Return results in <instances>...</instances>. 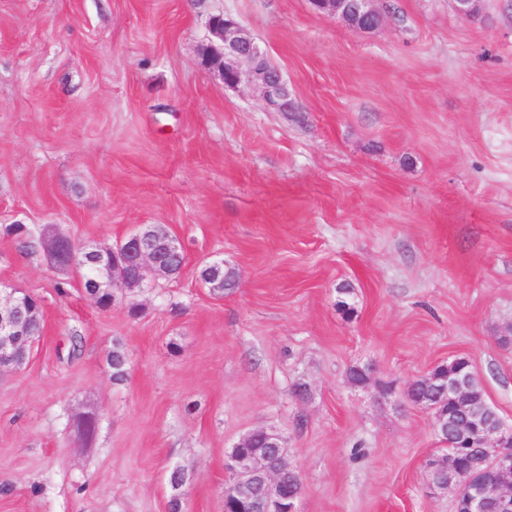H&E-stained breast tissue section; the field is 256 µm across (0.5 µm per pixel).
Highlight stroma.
I'll use <instances>...</instances> for the list:
<instances>
[{
    "label": "stroma",
    "instance_id": "35a3bbf8",
    "mask_svg": "<svg viewBox=\"0 0 512 512\" xmlns=\"http://www.w3.org/2000/svg\"><path fill=\"white\" fill-rule=\"evenodd\" d=\"M375 6L362 33L309 0H0V225L104 247L155 224L185 252L103 310L0 235V282L44 319L0 375V512H167L175 468L183 512H224V456L259 427L300 468L299 512H454L406 391L464 357L512 420V0ZM218 12L301 111L202 66ZM212 260L237 288L202 282Z\"/></svg>",
    "mask_w": 512,
    "mask_h": 512
}]
</instances>
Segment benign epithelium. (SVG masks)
Here are the masks:
<instances>
[{
    "instance_id": "obj_1",
    "label": "benign epithelium",
    "mask_w": 512,
    "mask_h": 512,
    "mask_svg": "<svg viewBox=\"0 0 512 512\" xmlns=\"http://www.w3.org/2000/svg\"><path fill=\"white\" fill-rule=\"evenodd\" d=\"M375 0H310L313 8L338 18L346 25L364 32L376 30L382 23ZM206 42L201 49L203 66L215 72L224 86L237 89L247 84L255 89L263 106L270 112H300L302 106L288 86L281 70L269 59L255 38L232 17L223 13L211 14L205 21ZM41 247L48 261L72 272L81 284L86 283L85 269L90 258L112 254L111 287L128 285L149 288L159 279L181 273L183 266L175 259H185L180 242L166 234L164 242L154 238V227L140 231L100 248L89 246L77 257L72 240L57 232L41 237ZM32 296L11 290L0 299V372L15 367L18 348L32 352L35 340L27 337L21 325L23 311L29 309ZM448 373L438 377L442 402L421 404L433 414V429L441 440L448 437L447 413L442 405L449 403L460 409L466 407L470 391L467 379L446 364ZM478 437L482 458L479 470L461 475L452 451L435 456L429 469L439 477L430 480V487L452 491L455 512H512V456L494 454L492 449L512 442V422L500 414L488 420L480 415H467L455 430ZM224 469L230 476L229 495L250 505L249 512H298L296 504L302 488L288 490V477L301 481L299 467L290 460L283 436L271 429H254L243 435L225 454Z\"/></svg>"
}]
</instances>
